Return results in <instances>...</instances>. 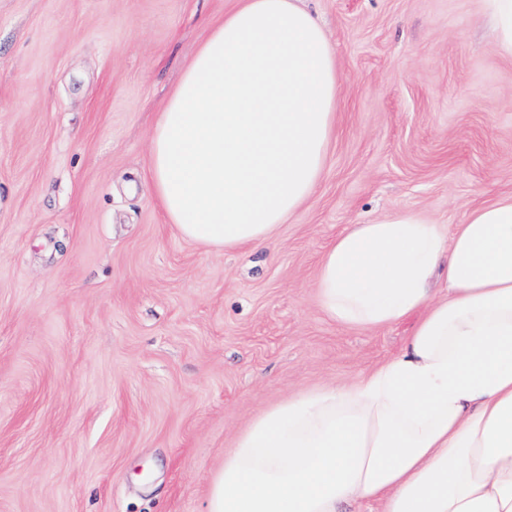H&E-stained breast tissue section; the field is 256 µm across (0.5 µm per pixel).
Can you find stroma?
Here are the masks:
<instances>
[{
	"label": "stroma",
	"mask_w": 512,
	"mask_h": 512,
	"mask_svg": "<svg viewBox=\"0 0 512 512\" xmlns=\"http://www.w3.org/2000/svg\"><path fill=\"white\" fill-rule=\"evenodd\" d=\"M236 4L0 0V512H207L270 404L409 332L320 312L329 242L398 210L452 228L512 192V57L485 0H299L340 77L321 181L267 246L185 240L149 134Z\"/></svg>",
	"instance_id": "stroma-1"
}]
</instances>
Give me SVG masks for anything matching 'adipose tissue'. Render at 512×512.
I'll use <instances>...</instances> for the list:
<instances>
[{
	"label": "adipose tissue",
	"instance_id": "ef3b65f1",
	"mask_svg": "<svg viewBox=\"0 0 512 512\" xmlns=\"http://www.w3.org/2000/svg\"><path fill=\"white\" fill-rule=\"evenodd\" d=\"M340 82L296 0H239L150 133L168 223L216 250L264 246L316 189ZM321 312L411 327L341 385L300 390L241 432L208 512H512V193L453 232L413 211L348 225L316 274Z\"/></svg>",
	"mask_w": 512,
	"mask_h": 512
}]
</instances>
